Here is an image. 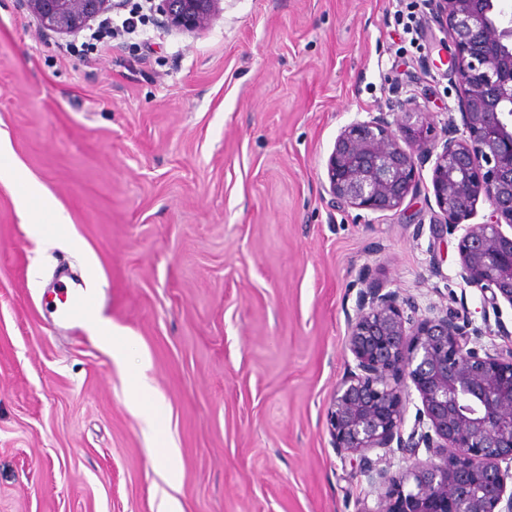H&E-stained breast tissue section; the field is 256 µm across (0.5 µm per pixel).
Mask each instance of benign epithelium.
<instances>
[{
    "label": "benign epithelium",
    "mask_w": 512,
    "mask_h": 512,
    "mask_svg": "<svg viewBox=\"0 0 512 512\" xmlns=\"http://www.w3.org/2000/svg\"><path fill=\"white\" fill-rule=\"evenodd\" d=\"M222 0H158L154 10L178 32L206 29ZM44 31L76 36L112 10L113 0H24ZM455 47L451 59L464 88L462 129L435 134L433 118L412 104L368 113L339 133L326 162L331 199L373 213L398 209L432 165L439 209L433 233L459 234L457 276L512 307V21L493 0H433ZM490 219L467 224L479 199ZM346 348L354 365L328 409L336 454L359 457L360 472L379 490L362 512H512V347L488 349L479 330L452 308L420 312L409 296L388 290L367 267L358 271ZM418 393L405 429L411 391ZM401 454L399 474L367 453ZM425 449L426 458L419 457Z\"/></svg>",
    "instance_id": "benign-epithelium-1"
}]
</instances>
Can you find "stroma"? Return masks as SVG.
<instances>
[{
	"label": "stroma",
	"instance_id": "1",
	"mask_svg": "<svg viewBox=\"0 0 512 512\" xmlns=\"http://www.w3.org/2000/svg\"><path fill=\"white\" fill-rule=\"evenodd\" d=\"M196 33L141 26L79 54L0 0V133L69 220L31 240L0 184V512H362L379 491L339 457L327 410L352 354L351 285L370 267L421 309L456 308L503 346L512 307L457 276L430 232L431 168L395 211L331 206L326 161L357 114L414 100L459 121L450 36L417 0L403 48L389 0H223ZM132 338L116 364L58 323L57 270ZM162 398L177 486L157 474L132 403Z\"/></svg>",
	"mask_w": 512,
	"mask_h": 512
}]
</instances>
